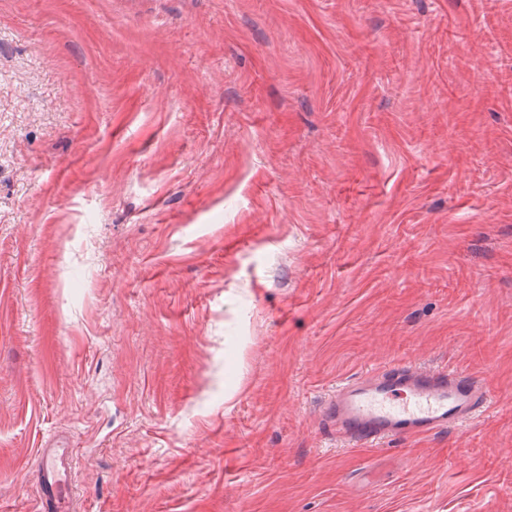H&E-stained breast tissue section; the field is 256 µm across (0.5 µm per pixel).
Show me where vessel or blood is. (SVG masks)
<instances>
[{"mask_svg":"<svg viewBox=\"0 0 512 512\" xmlns=\"http://www.w3.org/2000/svg\"><path fill=\"white\" fill-rule=\"evenodd\" d=\"M487 403L481 382L469 372L399 363L339 387L326 416L353 441L377 443L468 422ZM38 456V512H73L70 449L59 442Z\"/></svg>","mask_w":512,"mask_h":512,"instance_id":"vessel-or-blood-1","label":"vessel or blood"}]
</instances>
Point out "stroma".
<instances>
[{
	"instance_id": "1",
	"label": "stroma",
	"mask_w": 512,
	"mask_h": 512,
	"mask_svg": "<svg viewBox=\"0 0 512 512\" xmlns=\"http://www.w3.org/2000/svg\"><path fill=\"white\" fill-rule=\"evenodd\" d=\"M466 370L474 420L337 435ZM512 512V0H0V512ZM488 396L473 374L398 363L336 389L326 416L355 442L414 437L474 419ZM39 512H73L72 479L74 460L70 448L56 442L39 448Z\"/></svg>"
}]
</instances>
